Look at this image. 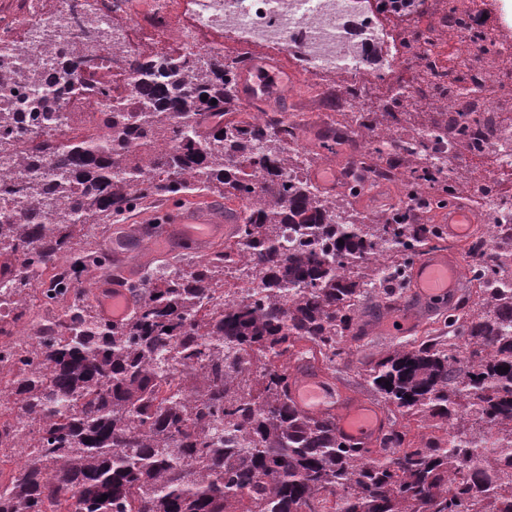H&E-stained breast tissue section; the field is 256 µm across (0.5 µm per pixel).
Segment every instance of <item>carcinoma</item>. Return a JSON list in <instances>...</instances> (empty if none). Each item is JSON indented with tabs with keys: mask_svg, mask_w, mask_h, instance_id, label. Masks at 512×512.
Segmentation results:
<instances>
[{
	"mask_svg": "<svg viewBox=\"0 0 512 512\" xmlns=\"http://www.w3.org/2000/svg\"><path fill=\"white\" fill-rule=\"evenodd\" d=\"M94 42L80 25L77 59L50 79L55 108L38 100L11 112L10 101L0 103V136L17 143L13 166L25 172L0 173V311L20 326L42 305L59 309L38 321L37 347L22 338L0 344L4 394L20 398L29 417L12 424L10 409L0 411V458L13 432L30 436L0 481V512H322L323 494L334 497L332 512H512V279L488 282L437 335L374 361L363 383L406 425L373 448L344 440L334 418L312 417L292 399L293 372L280 360L313 359L334 377L359 302L400 295L401 270L448 239L406 217L359 224L353 209H336L298 174L308 159L283 116L232 115L239 74L224 55L190 68L172 50L136 49L113 56L106 79L84 53ZM20 72L0 57L1 87L24 93ZM127 73L138 76L131 96ZM90 94L112 100L97 127L51 134L63 106ZM163 140L173 148H160ZM258 177L262 199L245 207L235 240L188 269L143 265L123 322L99 317L80 291L70 299L31 292L30 270L58 268L78 283L112 270L97 228L146 203L194 190L244 201ZM406 179L419 188L434 181L414 167ZM457 195L441 185L429 204L446 207ZM502 233L505 246L474 279L512 268V224ZM376 249L390 253L392 267L369 266ZM243 260L264 287L217 306L224 270ZM464 344L489 354L452 365ZM242 351L263 366L247 396L231 401ZM456 413L472 432L450 441L438 431ZM411 423L424 433L410 437Z\"/></svg>",
	"mask_w": 512,
	"mask_h": 512,
	"instance_id": "carcinoma-1",
	"label": "carcinoma"
}]
</instances>
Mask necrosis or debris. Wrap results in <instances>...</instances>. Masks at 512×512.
I'll return each instance as SVG.
<instances>
[{
  "mask_svg": "<svg viewBox=\"0 0 512 512\" xmlns=\"http://www.w3.org/2000/svg\"><path fill=\"white\" fill-rule=\"evenodd\" d=\"M53 7L56 21L45 33L42 19ZM77 0H0V54L31 57L39 70L52 72L61 56L45 52L47 38L69 45L77 30ZM93 19L106 34L101 53L103 71H111L112 56L135 49L134 25H142L161 41L173 40L181 56L195 58L223 51V42L203 41L206 32L224 34L235 45L237 61L250 62L266 49L291 54L294 80L316 83L336 80L350 89L349 119L333 112H291L285 119L297 127L322 125L339 141L354 140L353 164L340 165L325 158L318 170L335 174L344 203L361 194L392 188L389 207L372 208L362 223L380 224L391 213L420 211L422 190L407 186L394 162L397 145L413 143L412 165L436 162L445 179L462 194L482 205L487 222L480 235L485 252L499 251L500 225L512 222V205L491 196L499 168L512 166V125L502 119L512 108V40L490 36L493 26L485 18L479 0H441L430 19L392 36L370 10L367 0H192L190 21L178 22L177 0H93ZM488 36L477 79L448 81L447 47L458 51L456 70L467 71L466 47L474 34ZM415 57L427 82L418 85L398 80L403 59ZM402 102L405 108L431 103L445 113V141L441 153L431 156L428 145L431 122H411L406 113L397 121L366 128L358 117ZM385 143L381 155L375 144Z\"/></svg>",
  "mask_w": 512,
  "mask_h": 512,
  "instance_id": "1",
  "label": "necrosis or debris"
}]
</instances>
